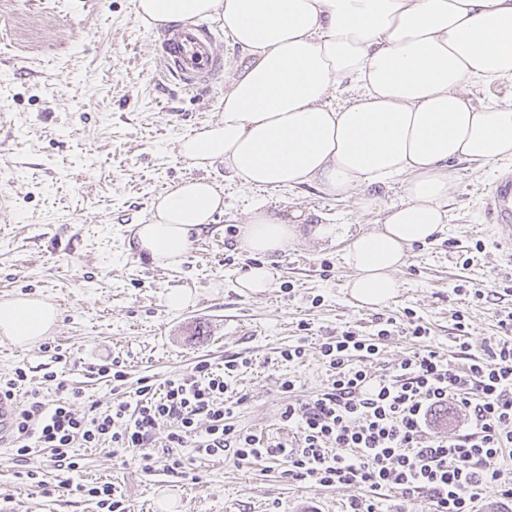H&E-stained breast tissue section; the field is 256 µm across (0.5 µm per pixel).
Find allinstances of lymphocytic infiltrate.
<instances>
[{
	"label": "lymphocytic infiltrate",
	"instance_id": "f902f5d3",
	"mask_svg": "<svg viewBox=\"0 0 512 512\" xmlns=\"http://www.w3.org/2000/svg\"><path fill=\"white\" fill-rule=\"evenodd\" d=\"M499 324L503 333L489 339L484 356H469L468 345H461L467 362L459 366L426 349L403 359L391 375H372L363 362L378 355L392 335L393 319L379 320L372 337L346 331L322 343L321 355L335 369V379L322 393L288 403L280 413L301 435L297 448L264 445L237 429L233 409L219 401L223 374L202 362L193 375L166 380L160 396L145 384L136 402L122 401L90 417L72 409L68 385L58 381L54 403L33 400L17 415L15 459L23 464L46 452L54 470L69 475L79 467L75 443L108 442L142 449L143 470L160 465L175 475L184 466L175 449L191 447L239 462L282 461L287 476L325 487L363 485L369 495L354 502L351 512H379L377 496L389 489L408 499L425 495L431 512H475L476 492L483 488L512 500V485L502 480V464L512 458V313ZM451 405L464 416L462 428L450 437L434 435V415ZM171 419L179 427L169 433L159 463L145 447Z\"/></svg>",
	"mask_w": 512,
	"mask_h": 512
}]
</instances>
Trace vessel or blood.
<instances>
[{"label":"vessel or blood","mask_w":512,"mask_h":512,"mask_svg":"<svg viewBox=\"0 0 512 512\" xmlns=\"http://www.w3.org/2000/svg\"><path fill=\"white\" fill-rule=\"evenodd\" d=\"M157 57L166 73L186 87H207L224 71V55L216 48L209 24L190 22L161 31ZM487 210L493 220L498 248L512 259V174L498 176L491 184Z\"/></svg>","instance_id":"1"}]
</instances>
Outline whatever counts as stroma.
Wrapping results in <instances>:
<instances>
[{
    "label": "stroma",
    "mask_w": 512,
    "mask_h": 512,
    "mask_svg": "<svg viewBox=\"0 0 512 512\" xmlns=\"http://www.w3.org/2000/svg\"><path fill=\"white\" fill-rule=\"evenodd\" d=\"M156 27L143 23L134 0H0V301L35 296L59 309L54 330L28 348L0 339V377L25 368L18 402L54 397L47 372L63 373L81 396L78 414L135 401L140 380L158 385L242 356L224 395L236 425L272 444L297 447L282 423L288 402L329 386L334 371L320 346L342 331L374 333L378 318L414 322L430 334L419 342L397 332L367 362L369 373L393 372L402 359L429 347L439 357L455 349L457 315L468 325L472 356L500 335L498 316L512 310V278L488 234L485 195L502 168L455 163L450 221L439 238L408 251L397 296L378 309L358 307L343 261L351 237L373 228L379 213L356 209L312 186L255 189L223 163L201 169L184 160V135L222 119L224 82L189 91L168 77L153 54ZM205 176L224 189V211L175 268L154 265L132 246L134 227L150 216L155 196L172 183ZM263 205L278 215L302 212L301 237L274 263L273 287L243 294L235 286L256 259L237 246L247 212ZM332 224L336 235L313 229ZM175 287L195 292L192 305L169 309ZM484 290L475 298V290ZM291 345L303 359L287 362ZM119 361L128 373L113 389L97 369ZM292 379V390L282 383ZM80 470L65 486L47 455L28 463L40 484L19 478L10 447H0V506L9 512H99L95 498L75 491L112 483L132 512H349L366 488H328L286 478L279 461L241 463L194 456L182 449L186 474L142 471L131 451L76 447Z\"/></svg>",
    "instance_id": "35a3bbf8"
}]
</instances>
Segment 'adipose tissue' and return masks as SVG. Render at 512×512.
Here are the masks:
<instances>
[{"label":"adipose tissue","mask_w":512,"mask_h":512,"mask_svg":"<svg viewBox=\"0 0 512 512\" xmlns=\"http://www.w3.org/2000/svg\"><path fill=\"white\" fill-rule=\"evenodd\" d=\"M136 14L150 26L217 19L246 59L224 89L222 120L182 139L184 159L222 162L252 187L308 183L355 196L360 210L385 209L345 250L359 306L394 298L408 249L443 231L450 162L512 164V102L478 108L460 93L475 81H512V0H136ZM345 83L352 103L332 107ZM395 181L406 200L382 207L372 188ZM223 208L211 180L176 184L137 225L138 252L179 265ZM297 224L250 212L238 246L260 262L239 275L241 292L272 288L270 259L296 238ZM58 317L37 297L1 301L0 337L29 347Z\"/></svg>","instance_id":"adipose-tissue-1"}]
</instances>
